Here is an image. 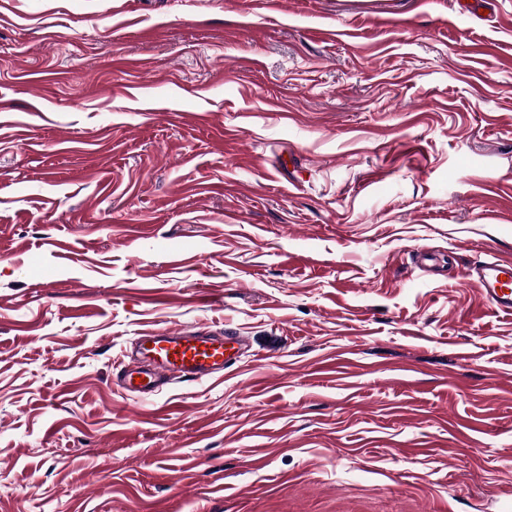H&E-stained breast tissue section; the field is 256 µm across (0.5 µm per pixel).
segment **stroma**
Returning <instances> with one entry per match:
<instances>
[{
	"label": "stroma",
	"mask_w": 512,
	"mask_h": 512,
	"mask_svg": "<svg viewBox=\"0 0 512 512\" xmlns=\"http://www.w3.org/2000/svg\"><path fill=\"white\" fill-rule=\"evenodd\" d=\"M490 254L512 0H0V512H512ZM137 340V349L126 355L129 360L119 378L125 390L145 399L159 396L172 378L190 382L223 378L242 342L240 336L168 329L137 336Z\"/></svg>",
	"instance_id": "35a3bbf8"
}]
</instances>
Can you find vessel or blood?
Wrapping results in <instances>:
<instances>
[{
    "label": "vessel or blood",
    "mask_w": 512,
    "mask_h": 512,
    "mask_svg": "<svg viewBox=\"0 0 512 512\" xmlns=\"http://www.w3.org/2000/svg\"><path fill=\"white\" fill-rule=\"evenodd\" d=\"M468 275L499 312L512 314L511 260H481L469 269ZM241 342V337L222 333L155 330L139 337L136 351L120 370V382L128 392L153 399L173 379H219Z\"/></svg>",
    "instance_id": "obj_1"
}]
</instances>
